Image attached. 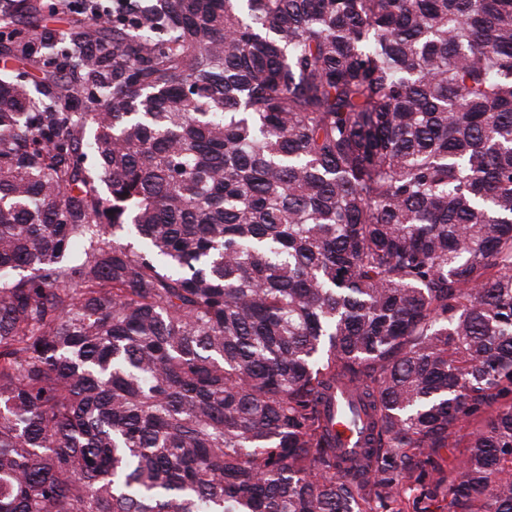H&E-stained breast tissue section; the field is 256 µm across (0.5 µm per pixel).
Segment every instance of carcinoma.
Instances as JSON below:
<instances>
[{
  "instance_id": "obj_1",
  "label": "carcinoma",
  "mask_w": 512,
  "mask_h": 512,
  "mask_svg": "<svg viewBox=\"0 0 512 512\" xmlns=\"http://www.w3.org/2000/svg\"><path fill=\"white\" fill-rule=\"evenodd\" d=\"M99 10L0 0V512H512V0Z\"/></svg>"
}]
</instances>
